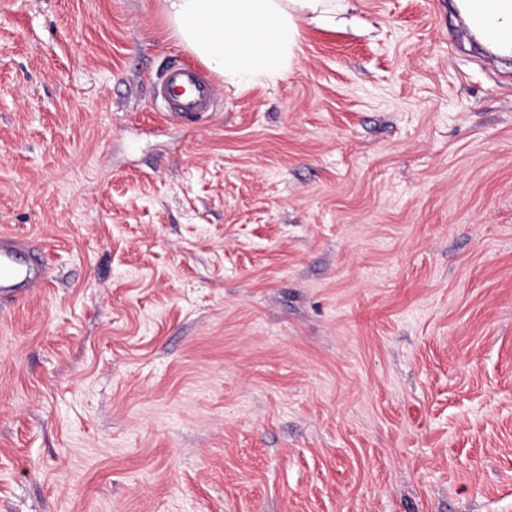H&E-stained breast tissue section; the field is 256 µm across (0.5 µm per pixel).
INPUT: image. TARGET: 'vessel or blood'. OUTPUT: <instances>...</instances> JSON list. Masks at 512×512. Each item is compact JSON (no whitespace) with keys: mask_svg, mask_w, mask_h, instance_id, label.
I'll return each mask as SVG.
<instances>
[{"mask_svg":"<svg viewBox=\"0 0 512 512\" xmlns=\"http://www.w3.org/2000/svg\"><path fill=\"white\" fill-rule=\"evenodd\" d=\"M469 21L484 31L492 43L512 41V31L500 28L493 19L505 9L512 7V0H463ZM157 91L169 107L170 118L196 122L207 113L215 95L212 84L205 81L197 69L185 62L171 64L157 83ZM17 253L8 234H0V289L9 290L21 284L35 288L42 285L46 277L38 265L17 267Z\"/></svg>","mask_w":512,"mask_h":512,"instance_id":"1","label":"vessel or blood"}]
</instances>
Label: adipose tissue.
Listing matches in <instances>:
<instances>
[{"instance_id":"ef3b65f1","label":"adipose tissue","mask_w":512,"mask_h":512,"mask_svg":"<svg viewBox=\"0 0 512 512\" xmlns=\"http://www.w3.org/2000/svg\"><path fill=\"white\" fill-rule=\"evenodd\" d=\"M172 34L211 72L235 86L282 78L299 24L329 20L347 0H163Z\"/></svg>"}]
</instances>
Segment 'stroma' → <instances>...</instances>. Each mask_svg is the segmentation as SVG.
I'll return each instance as SVG.
<instances>
[{
	"label": "stroma",
	"instance_id": "stroma-1",
	"mask_svg": "<svg viewBox=\"0 0 512 512\" xmlns=\"http://www.w3.org/2000/svg\"><path fill=\"white\" fill-rule=\"evenodd\" d=\"M162 0H0V512H512V56L350 0L197 123ZM154 90L165 100L169 112L165 114L185 122H196L209 111L215 88L205 81L198 70L185 62L171 64L163 73ZM13 236L0 234V290L8 291L20 284H28L29 288H36L46 280V274H41L35 263L26 268L16 266L14 258L18 251L11 242Z\"/></svg>",
	"mask_w": 512,
	"mask_h": 512
}]
</instances>
